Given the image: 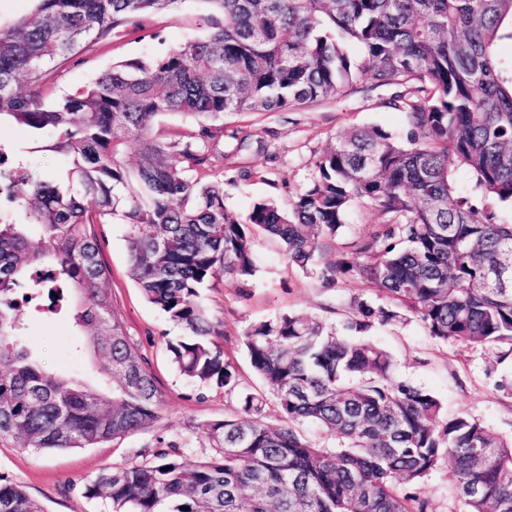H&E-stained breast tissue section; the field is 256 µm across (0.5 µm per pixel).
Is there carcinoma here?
Wrapping results in <instances>:
<instances>
[{
	"label": "carcinoma",
	"instance_id": "carcinoma-1",
	"mask_svg": "<svg viewBox=\"0 0 512 512\" xmlns=\"http://www.w3.org/2000/svg\"><path fill=\"white\" fill-rule=\"evenodd\" d=\"M0 24V124L26 127L68 158V184L10 163L0 143V194L26 225L0 221V440L33 453L94 447L160 419L163 392L139 343L103 288L98 226H126L130 274L187 336L166 344L190 382L234 393L237 407L185 444L158 439L139 462L97 476L88 495L112 512H432L408 495L445 462L469 512H512V441L475 419L450 417L431 393L397 380L388 353L340 337L300 313L244 333L264 394L240 387L216 341L203 294L256 273V233L288 261L315 268L357 204L385 223L356 242L362 261L326 262L328 286L357 277L388 305H358L357 331L406 317L443 341L512 344V0H200L206 30L147 59L112 64L88 85L49 96L53 64L78 63L91 41L179 0H32ZM403 89L401 139L354 129L314 163L291 208L259 201L240 217L224 185L201 182L223 165L214 140L224 116L275 112L334 99L358 82ZM174 115L189 140L158 143L152 124ZM139 143L135 166L121 154ZM472 179L460 189L455 172ZM72 311L118 392L53 374L24 342L23 307ZM306 423L333 447L312 441ZM485 451L476 462L472 452ZM187 510H182V507ZM0 512H43L23 486L0 478Z\"/></svg>",
	"mask_w": 512,
	"mask_h": 512
}]
</instances>
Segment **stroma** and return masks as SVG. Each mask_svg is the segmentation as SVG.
Segmentation results:
<instances>
[{"mask_svg": "<svg viewBox=\"0 0 512 512\" xmlns=\"http://www.w3.org/2000/svg\"><path fill=\"white\" fill-rule=\"evenodd\" d=\"M201 0H179L169 10L140 18L120 28L87 51L81 63H66L58 70L56 88L64 93L83 86L113 62L145 58L162 46H176L189 36L203 34ZM391 88H372L360 82L339 99L324 100L282 111L242 113L224 119L226 206L246 215L261 200L288 208L308 183L315 160L339 134L356 128L377 126L405 134L408 119L394 109ZM0 142L8 145L13 161L28 171L65 178V157L34 151L30 132L21 126L0 128ZM384 219L374 208L356 207L342 234L326 245L327 258L359 261L356 242L377 230ZM103 258L109 268L104 283L122 317L129 336L140 343L164 394L161 419L153 426L93 448L48 450L39 454L0 441V476L22 485L44 512H111L108 500L90 497L86 487L112 467L140 460L157 438L186 442L185 453L201 457L195 426L222 419L235 402L223 388H199L188 382L171 363L166 342L184 336V329L167 321L137 288L129 274L130 261L125 226L120 221L103 225ZM257 271L248 285L224 280L209 292L211 315L222 323L224 353L238 367L240 383L263 390L254 374L242 338L254 322L284 313L302 312L347 335V324L356 316L358 302L380 304L376 288L347 279L324 287L315 271L292 265L277 242L258 236ZM27 340L41 365L64 376L101 375L104 362L90 350L85 337L76 335L69 314L29 317ZM363 338L389 352L398 380L436 396L448 415L477 420L491 434L512 439V345L464 344L429 336L417 319L372 324ZM411 493L427 497L432 512H466L456 498L449 464L433 470Z\"/></svg>", "mask_w": 512, "mask_h": 512, "instance_id": "1", "label": "stroma"}]
</instances>
